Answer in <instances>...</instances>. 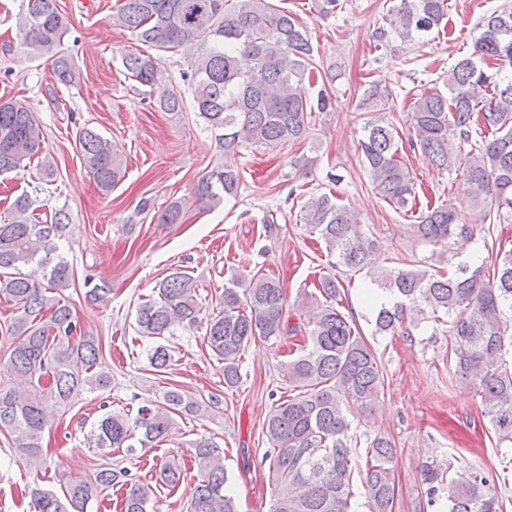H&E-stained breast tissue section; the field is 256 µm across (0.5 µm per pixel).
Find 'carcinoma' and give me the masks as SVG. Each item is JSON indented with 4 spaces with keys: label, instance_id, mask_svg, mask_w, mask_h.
Listing matches in <instances>:
<instances>
[{
    "label": "carcinoma",
    "instance_id": "1",
    "mask_svg": "<svg viewBox=\"0 0 512 512\" xmlns=\"http://www.w3.org/2000/svg\"><path fill=\"white\" fill-rule=\"evenodd\" d=\"M445 0H399L382 16L371 37L376 45L411 42L439 28ZM112 24L135 35L147 50L126 54L128 75L156 94L167 112L182 111L179 90L162 82L158 58L150 50L199 49L191 60L190 86L194 109L206 127L218 133L224 152L248 144L276 148L307 133L312 112L332 106L322 86L310 100L299 87L313 77V48L308 31L290 13L269 0H122ZM69 22L55 0H31L18 27L20 45L30 54L52 59L62 84L75 80L72 58L58 50ZM471 55L449 69L447 92L431 87L414 94L407 142L377 116L386 110L392 92L378 84L363 94L359 109L362 163L375 193L404 213L417 207L413 176L403 161L407 149L419 151L429 163L461 178L481 221L512 220V9L492 13L478 24ZM42 131L35 114L21 102H0V173L26 168L41 151ZM87 167L99 188L109 193L125 176L110 142L88 126L77 133ZM239 174L220 163L204 173L193 188L197 204L216 205L238 193ZM33 201L23 193L14 212L0 222V293L16 306L8 325L19 343L5 367L18 380L0 388V432L13 435L19 459L37 471L42 463V438L49 410L67 407L87 389H106L111 375L102 367L99 337L82 332L63 291L75 283L74 271L60 257L45 272L41 285L23 274L33 263L47 266L61 237L66 212L50 224H35ZM183 202L174 200L158 217L160 224H178ZM303 222L323 242L328 264L361 273L387 295L375 316L374 331L411 335L413 314L429 311L448 326V360L452 378L476 388L501 442L512 444V367L503 355L512 352V249L495 252L490 266H443L407 261L399 267L380 263L381 242L363 233L353 211L338 199L321 194L304 206ZM425 243L448 247L455 236L473 233L467 217L450 205H426L410 225ZM157 296L136 309L139 336L150 339V365L166 372L171 356L160 340L179 328L205 324L204 340L224 362V387L238 386L246 349L252 343H279L300 338L282 364L288 398L269 411L263 429L274 489L271 512H350L352 406L370 409L384 389L383 366L360 332L356 319L342 311L345 291L336 274H326L316 291L287 304L280 279L257 272L224 286L219 312L202 315L198 285L186 272H175L156 288ZM220 402H200L177 386L162 398L138 408L135 416L108 412L97 421L92 437L97 448H138L165 441L174 415L205 416ZM199 481L188 512H241L228 491L224 449L211 437L192 443ZM395 446L378 435L366 453L365 491L371 512H393ZM128 470L99 465L90 478L67 486L63 496L34 491V512H87V506L121 484L126 487L122 512H148L152 489L130 483ZM428 504L447 503L448 512H504L496 493L499 475L469 467L452 470L446 461L422 466ZM180 469L170 463L159 469L158 481L176 487Z\"/></svg>",
    "mask_w": 512,
    "mask_h": 512
}]
</instances>
